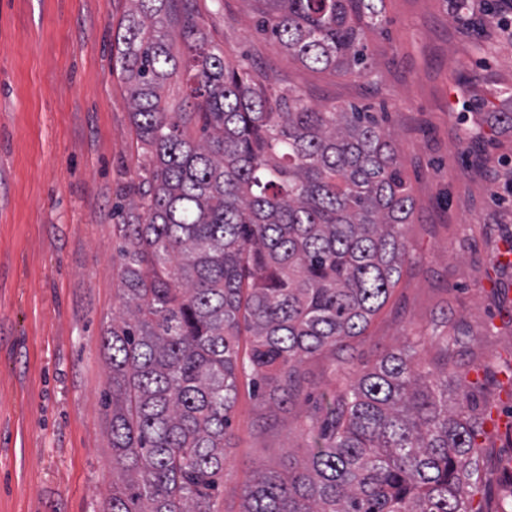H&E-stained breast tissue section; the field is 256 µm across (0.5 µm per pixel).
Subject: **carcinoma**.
<instances>
[{"label":"carcinoma","instance_id":"cac0c4a2","mask_svg":"<svg viewBox=\"0 0 512 512\" xmlns=\"http://www.w3.org/2000/svg\"><path fill=\"white\" fill-rule=\"evenodd\" d=\"M116 63L153 158L122 225L121 308L103 340L112 384L109 512H219L238 339L284 408L303 364L364 335L400 279L413 197L376 113L256 82L187 16L192 112L162 95L181 60V0H131ZM259 28L315 70L372 68L363 22L383 0H256ZM451 360L390 350L314 401L313 446L258 470L240 512H469L480 479L470 398Z\"/></svg>","mask_w":512,"mask_h":512}]
</instances>
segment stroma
<instances>
[{
    "label": "stroma",
    "instance_id": "stroma-1",
    "mask_svg": "<svg viewBox=\"0 0 512 512\" xmlns=\"http://www.w3.org/2000/svg\"><path fill=\"white\" fill-rule=\"evenodd\" d=\"M130 0H0V512H106L112 410L102 339L119 312L130 186L152 168L112 46ZM254 79L329 109L383 110L414 200L402 275L351 369L426 339L482 422L472 512H512V37L487 0H383L374 69L315 71L257 29L254 0H190ZM309 402L277 410L239 373L220 512L256 469L303 459Z\"/></svg>",
    "mask_w": 512,
    "mask_h": 512
}]
</instances>
